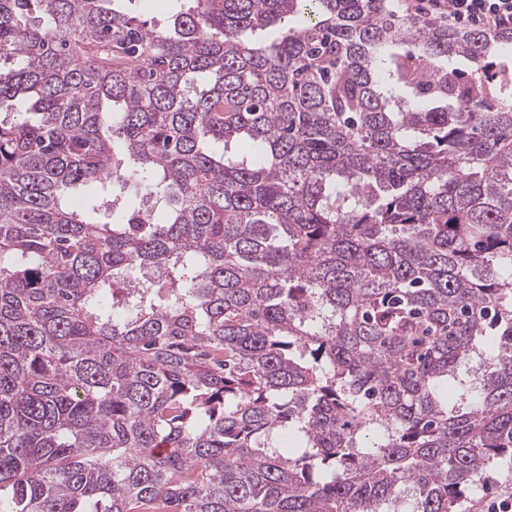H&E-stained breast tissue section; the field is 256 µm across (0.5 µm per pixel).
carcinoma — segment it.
I'll return each mask as SVG.
<instances>
[{
  "label": "carcinoma",
  "instance_id": "1",
  "mask_svg": "<svg viewBox=\"0 0 512 512\" xmlns=\"http://www.w3.org/2000/svg\"><path fill=\"white\" fill-rule=\"evenodd\" d=\"M121 2L0 0V512H459L512 458V31ZM191 5L185 0H132L124 3V9L133 16L147 22L148 27L169 29L180 11Z\"/></svg>",
  "mask_w": 512,
  "mask_h": 512
}]
</instances>
